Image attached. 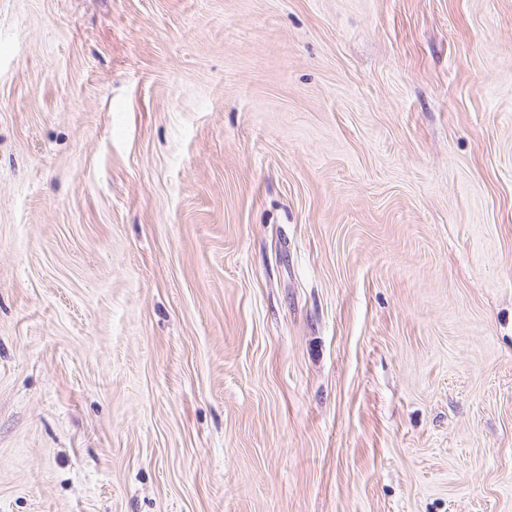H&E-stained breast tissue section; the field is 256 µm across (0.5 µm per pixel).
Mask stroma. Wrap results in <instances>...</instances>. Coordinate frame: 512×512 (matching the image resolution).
<instances>
[{
	"label": "stroma",
	"mask_w": 512,
	"mask_h": 512,
	"mask_svg": "<svg viewBox=\"0 0 512 512\" xmlns=\"http://www.w3.org/2000/svg\"><path fill=\"white\" fill-rule=\"evenodd\" d=\"M0 512H512V0H0Z\"/></svg>",
	"instance_id": "1"
}]
</instances>
